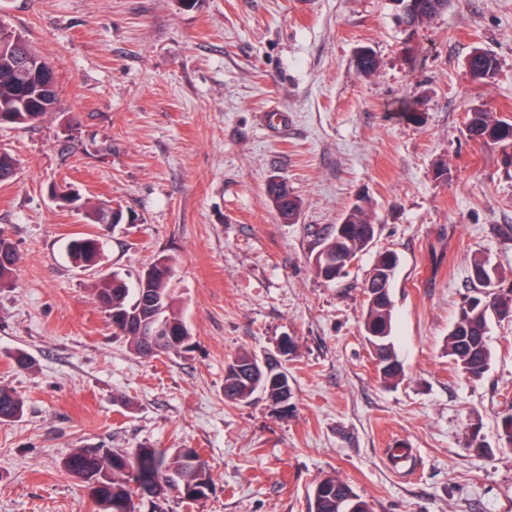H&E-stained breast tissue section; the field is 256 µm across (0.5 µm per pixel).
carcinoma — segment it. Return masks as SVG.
Here are the masks:
<instances>
[{"mask_svg":"<svg viewBox=\"0 0 512 512\" xmlns=\"http://www.w3.org/2000/svg\"><path fill=\"white\" fill-rule=\"evenodd\" d=\"M450 0H401L407 7L399 16L408 31L432 24L448 10ZM16 30L0 26V73L14 68L17 48L12 40ZM469 72L479 76L478 82H492L499 70L498 59L481 49L473 50L468 59ZM59 110L57 89L40 85V75L31 73L30 87L21 95L13 86L0 81V117L8 124L26 126L42 120L48 113ZM466 130L470 139L483 145H497L506 150L512 147V123L475 107L466 113ZM15 159L0 152V182L13 179ZM267 192L276 214L286 220L295 217L301 209L300 200L288 188V183L272 182ZM108 207L97 204L82 211L86 224H103ZM377 218L370 201L354 202L342 217L344 232L336 235L331 227L320 246L330 252L341 251L357 257L374 241ZM70 260L81 268L97 264V240L73 237L66 247ZM17 254L13 244L0 233V287L11 285ZM398 266V257L391 251L379 254L366 283L367 306L363 320L366 340L372 354L380 360L378 374L386 385H398L403 379V367L391 339L392 299L391 283ZM173 266L153 263L147 273L139 276L136 285L128 283L114 273L101 276L95 283L93 295L106 314L112 334L122 336L133 351L143 358L175 355L188 349L191 336L173 305L171 281ZM471 278L480 287L484 279H499L498 272L486 258L471 261ZM512 312V297L494 295L491 298L465 299L460 305L457 319L448 332L447 355L456 370L476 380L488 370L491 352L487 344L488 319L492 314ZM171 326L172 336L167 344L157 347L139 331L141 324L158 322ZM258 358L241 352L226 366L224 372V398L235 403H248L260 392L275 404L282 403L291 393L288 375L281 377L279 365L268 361L272 380L258 385L252 370ZM24 412L23 400L15 392L0 388V422H12ZM200 458L194 448H137L127 452L117 448H74L64 460L65 470L91 490L92 500L100 512H139L134 498L144 490L158 486L162 493L176 491L181 498L199 501L208 496L210 480L182 484V476L190 469L191 460ZM311 512H371L369 503L342 480L328 475L322 478L309 494Z\"/></svg>","mask_w":512,"mask_h":512,"instance_id":"1","label":"carcinoma"}]
</instances>
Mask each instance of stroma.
<instances>
[{"instance_id": "1", "label": "stroma", "mask_w": 512, "mask_h": 512, "mask_svg": "<svg viewBox=\"0 0 512 512\" xmlns=\"http://www.w3.org/2000/svg\"><path fill=\"white\" fill-rule=\"evenodd\" d=\"M395 0H0V19L53 65L60 109L0 126L18 161L0 184V231L19 261L0 288V387L25 401L0 423V512H93L63 468L74 448H195L206 499L167 493L164 512H309L323 477L372 512H512V319H491L484 377L446 351L463 299L483 296L473 256L512 293V165L465 135L480 105L512 116V0H452L408 32ZM378 62L358 74V47ZM496 56L473 81V49ZM417 103L420 122L402 102ZM448 169L436 178L437 167ZM288 180L295 222L266 187ZM105 203L127 224L95 227L52 199ZM378 229L347 274L326 282L311 252L357 195ZM99 241L75 267L73 234ZM395 252L392 338L404 369L382 384L364 338V285ZM171 257L191 333L178 355L145 359L114 336L93 295ZM33 368L14 367L16 351ZM248 351L287 371L291 397H224L226 364ZM479 428L483 452L469 448ZM467 66L473 77L480 76L477 82L485 84L491 83L500 70L498 59L481 49H475L470 53Z\"/></svg>"}]
</instances>
